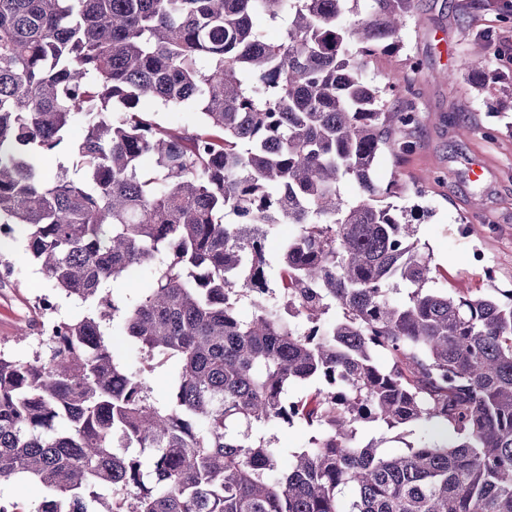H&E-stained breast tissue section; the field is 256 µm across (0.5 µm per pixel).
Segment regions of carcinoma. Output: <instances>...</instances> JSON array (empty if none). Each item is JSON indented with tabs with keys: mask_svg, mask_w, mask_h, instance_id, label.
I'll return each mask as SVG.
<instances>
[{
	"mask_svg": "<svg viewBox=\"0 0 512 512\" xmlns=\"http://www.w3.org/2000/svg\"><path fill=\"white\" fill-rule=\"evenodd\" d=\"M413 2L0 0V248L23 239L97 312L48 320L26 360L0 350V483H41L34 512H512V289L429 287L412 221L377 203L397 194L377 159L418 120L364 59L398 48ZM190 106L192 134L156 119ZM143 268L135 304L103 292ZM369 421L430 436L387 456L356 444ZM272 422L309 447L253 434ZM152 396L157 401H165L170 391V369L168 367L156 368L148 374ZM259 436L273 440L277 448H282L286 452L296 451L300 448L309 446V439L313 432L301 425H288L280 423L271 426H260L256 428Z\"/></svg>",
	"mask_w": 512,
	"mask_h": 512,
	"instance_id": "obj_1",
	"label": "carcinoma"
}]
</instances>
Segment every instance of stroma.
<instances>
[{"label": "stroma", "mask_w": 512, "mask_h": 512, "mask_svg": "<svg viewBox=\"0 0 512 512\" xmlns=\"http://www.w3.org/2000/svg\"><path fill=\"white\" fill-rule=\"evenodd\" d=\"M397 41V52L368 59L363 76L380 86L392 74L403 76L390 108L416 112V146L381 153L373 177L397 184L394 205L428 208L414 229L431 257L435 287L454 295L510 289L512 0H415ZM480 41L488 44L483 68L499 77L492 91L478 87L464 65ZM478 165L483 174L476 180L471 170ZM0 265L12 271L0 278V348L15 358L27 359L37 345L40 296L52 295L57 319L92 313L91 303L53 293L23 243L1 253ZM423 435L416 424L388 430L368 423L358 438L380 439L383 451L399 453Z\"/></svg>", "instance_id": "obj_1"}]
</instances>
